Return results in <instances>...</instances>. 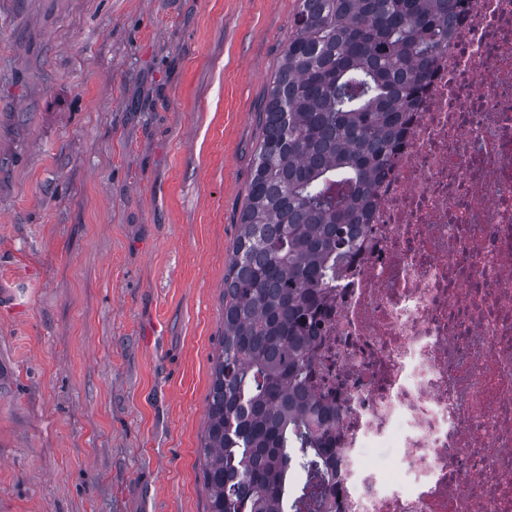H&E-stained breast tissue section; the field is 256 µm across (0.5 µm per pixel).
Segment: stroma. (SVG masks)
Wrapping results in <instances>:
<instances>
[{"instance_id": "1", "label": "stroma", "mask_w": 512, "mask_h": 512, "mask_svg": "<svg viewBox=\"0 0 512 512\" xmlns=\"http://www.w3.org/2000/svg\"><path fill=\"white\" fill-rule=\"evenodd\" d=\"M296 8L0 0V512H207L224 272Z\"/></svg>"}]
</instances>
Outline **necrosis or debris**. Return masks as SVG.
<instances>
[{
    "label": "necrosis or debris",
    "instance_id": "1",
    "mask_svg": "<svg viewBox=\"0 0 512 512\" xmlns=\"http://www.w3.org/2000/svg\"><path fill=\"white\" fill-rule=\"evenodd\" d=\"M359 242L312 382L336 512H512V0H471Z\"/></svg>",
    "mask_w": 512,
    "mask_h": 512
}]
</instances>
